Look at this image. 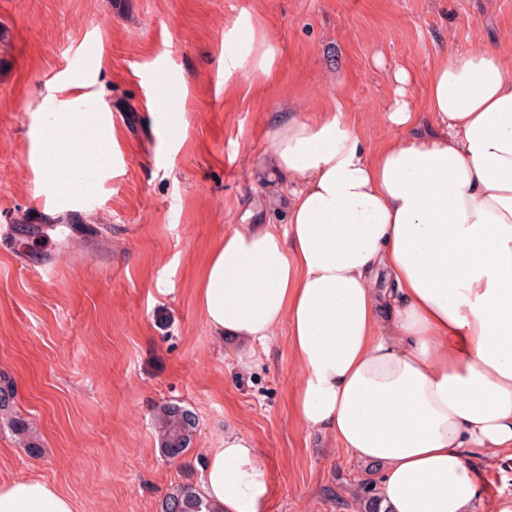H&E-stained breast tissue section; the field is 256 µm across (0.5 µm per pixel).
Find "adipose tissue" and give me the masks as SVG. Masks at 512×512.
Wrapping results in <instances>:
<instances>
[{
    "instance_id": "ef3b65f1",
    "label": "adipose tissue",
    "mask_w": 512,
    "mask_h": 512,
    "mask_svg": "<svg viewBox=\"0 0 512 512\" xmlns=\"http://www.w3.org/2000/svg\"><path fill=\"white\" fill-rule=\"evenodd\" d=\"M385 114L405 138L369 156L343 112L284 117L270 167L302 182L287 227L238 224L206 266L198 302L214 336L246 354L287 325L303 376L297 420L375 466L379 512H475L473 455L512 451V68L491 49L443 55L426 82L435 126L415 131L410 76ZM54 116L43 170L74 167ZM202 489L216 512H267L253 441L225 432ZM0 512H75L37 480L0 483Z\"/></svg>"
}]
</instances>
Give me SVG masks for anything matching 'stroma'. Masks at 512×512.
<instances>
[{
	"label": "stroma",
	"mask_w": 512,
	"mask_h": 512,
	"mask_svg": "<svg viewBox=\"0 0 512 512\" xmlns=\"http://www.w3.org/2000/svg\"><path fill=\"white\" fill-rule=\"evenodd\" d=\"M90 81L51 80L87 39ZM247 64L224 75L231 41ZM495 49L512 68V0H0V386L29 432L0 418V483L39 479L76 512H161L170 489L198 483L225 431L252 438L268 471L267 512H359L377 473L292 410L299 370L280 326L259 360L214 337L198 288L214 246L236 224L286 228L298 180L268 174L269 124L340 109L369 152L404 138L385 112L392 74L411 73L419 129L430 133L426 77L442 54ZM273 57L258 76L256 53ZM176 116L159 131L142 100L159 68ZM97 108L112 167L92 190L61 196L41 166L50 117ZM69 229L41 227L42 211ZM191 410L193 442L167 461L155 415ZM477 512L512 494V458L476 460Z\"/></svg>",
	"instance_id": "35a3bbf8"
}]
</instances>
